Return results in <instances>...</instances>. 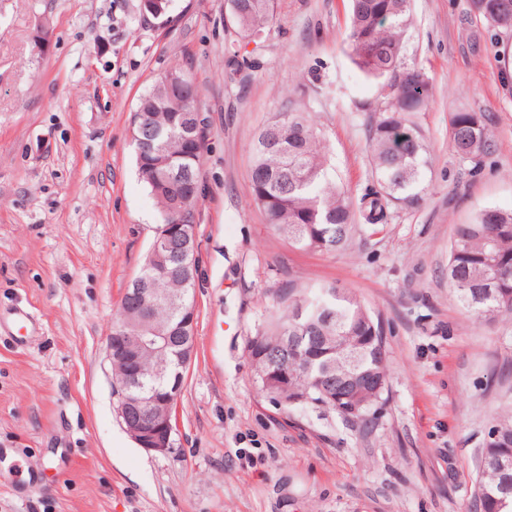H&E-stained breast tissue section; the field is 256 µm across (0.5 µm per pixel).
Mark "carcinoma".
<instances>
[{
	"label": "carcinoma",
	"mask_w": 512,
	"mask_h": 512,
	"mask_svg": "<svg viewBox=\"0 0 512 512\" xmlns=\"http://www.w3.org/2000/svg\"><path fill=\"white\" fill-rule=\"evenodd\" d=\"M472 0L474 13L491 31L512 30V13L487 11ZM411 0H350L347 43L354 66L379 81V105L368 139L372 184L357 197L336 182L322 130L288 102L253 136L252 200L267 223L300 250L334 251L355 235L376 232L400 210L424 200L427 147L417 112L434 97L431 78L404 58ZM229 22L244 44L272 35L275 0H228ZM200 87L190 72L174 66L139 101L133 146L139 178L159 206L161 219L140 275L132 282L112 333L175 329L177 304L193 303L197 267L182 258L183 242L166 235L165 225L185 224L194 237L200 190V160L206 128L188 129L199 111ZM452 154L478 172L497 153L485 112L460 109L450 116ZM448 281L462 308L474 319L512 321V210L483 207L456 226L448 254ZM379 318L355 293L334 285L294 291L249 341L248 355L259 389L290 407L315 406L365 423L383 403L388 387L358 398L356 412L336 402V384L363 377L389 379L386 342ZM181 349L155 353L140 383L123 388L130 413L166 390L169 368ZM288 361V382L267 381L274 359ZM478 448L474 512H512V406L501 410Z\"/></svg>",
	"instance_id": "carcinoma-1"
}]
</instances>
